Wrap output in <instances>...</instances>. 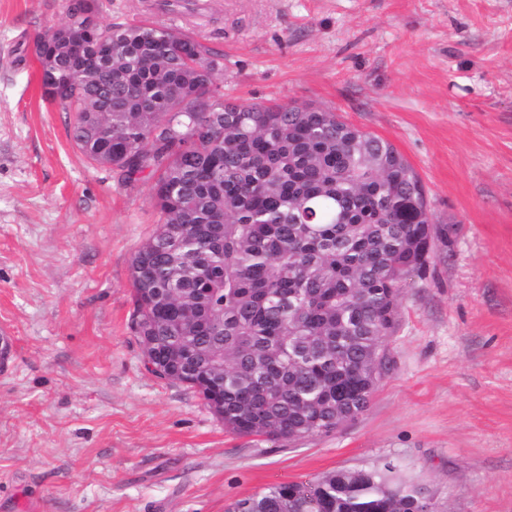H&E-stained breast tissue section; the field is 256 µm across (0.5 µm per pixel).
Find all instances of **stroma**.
I'll list each match as a JSON object with an SVG mask.
<instances>
[{
    "label": "stroma",
    "instance_id": "stroma-1",
    "mask_svg": "<svg viewBox=\"0 0 512 512\" xmlns=\"http://www.w3.org/2000/svg\"><path fill=\"white\" fill-rule=\"evenodd\" d=\"M224 55L225 99L333 108L391 142L441 234L402 288L369 408L240 437L144 366L131 261L154 180L69 137L22 43L67 0H0V512H225L280 482L390 464L437 512H512V0H99Z\"/></svg>",
    "mask_w": 512,
    "mask_h": 512
}]
</instances>
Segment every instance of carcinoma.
<instances>
[{
  "label": "carcinoma",
  "mask_w": 512,
  "mask_h": 512,
  "mask_svg": "<svg viewBox=\"0 0 512 512\" xmlns=\"http://www.w3.org/2000/svg\"><path fill=\"white\" fill-rule=\"evenodd\" d=\"M97 0L34 40L70 137L129 184L156 177L160 222L131 261V328L152 373L187 382L229 431L290 441L366 411L400 289L437 238L389 141L329 108L216 95L220 55L151 24L97 23ZM112 46L89 72L87 58ZM393 466L276 483L227 512H430Z\"/></svg>",
  "instance_id": "obj_1"
}]
</instances>
